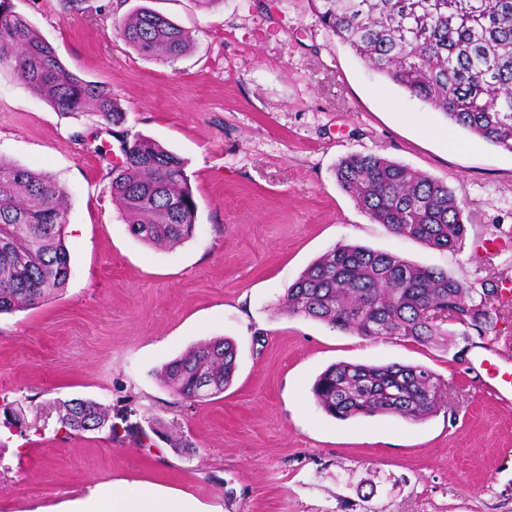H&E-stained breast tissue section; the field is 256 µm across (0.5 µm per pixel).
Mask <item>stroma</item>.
I'll use <instances>...</instances> for the list:
<instances>
[{
  "label": "stroma",
  "instance_id": "35a3bbf8",
  "mask_svg": "<svg viewBox=\"0 0 512 512\" xmlns=\"http://www.w3.org/2000/svg\"><path fill=\"white\" fill-rule=\"evenodd\" d=\"M112 0H10L67 69L111 88L130 134L187 159L194 237L157 249L112 200L107 158L77 136L117 141L92 116L55 110L0 71V158L49 172L68 192L65 291L0 314V398L22 400L43 433L0 427V512L55 507L117 480L182 492L211 512H512V401L469 375L480 347L512 357V300L495 332L421 345L366 339L281 308L289 285L340 244L363 245L480 284L512 279V245L486 257L483 237L512 229V153L451 124L374 73L318 22L309 0H126L186 29L172 63L138 55ZM376 154L443 181L466 236L447 251L373 223L338 185L347 155ZM235 341L231 387L192 409L159 378L190 347ZM423 365L458 402L423 421L338 420L310 392L337 362ZM90 399L112 430L60 431L45 401ZM172 436L194 445L171 448Z\"/></svg>",
  "mask_w": 512,
  "mask_h": 512
}]
</instances>
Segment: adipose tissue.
Returning a JSON list of instances; mask_svg holds the SVG:
<instances>
[{
	"mask_svg": "<svg viewBox=\"0 0 512 512\" xmlns=\"http://www.w3.org/2000/svg\"><path fill=\"white\" fill-rule=\"evenodd\" d=\"M59 512H205L184 493L124 480L98 485L89 495L64 502Z\"/></svg>",
	"mask_w": 512,
	"mask_h": 512,
	"instance_id": "adipose-tissue-1",
	"label": "adipose tissue"
}]
</instances>
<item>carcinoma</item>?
Segmentation results:
<instances>
[{"label":"carcinoma","mask_w":512,"mask_h":512,"mask_svg":"<svg viewBox=\"0 0 512 512\" xmlns=\"http://www.w3.org/2000/svg\"><path fill=\"white\" fill-rule=\"evenodd\" d=\"M329 33L376 73L443 113L476 138L512 152V0H310ZM141 56L173 61L191 47L189 33L143 5L118 23ZM63 113L97 116L108 126L126 112L106 85L70 72L57 50L0 0V69ZM121 160L111 193L132 233L155 248H173L195 232L198 206L187 161L161 144L112 131ZM336 181L371 221L430 248L453 251L466 234L463 212L442 181L375 154H351ZM67 190L53 175L0 160V314L33 308L61 293L71 274L65 244ZM448 272L398 255L338 245L292 283L282 302L290 316L365 337L399 336L419 344L448 340L453 324L482 335L496 327L489 296ZM237 368L228 338L199 343L168 363L163 383L191 407L224 393ZM425 366L333 364L311 393L339 420L393 415L423 420L441 403ZM72 433L112 429L101 404L75 398L58 406Z\"/></svg>","instance_id":"1"}]
</instances>
